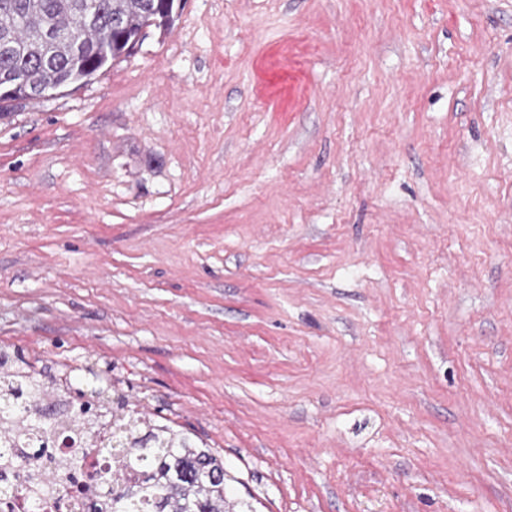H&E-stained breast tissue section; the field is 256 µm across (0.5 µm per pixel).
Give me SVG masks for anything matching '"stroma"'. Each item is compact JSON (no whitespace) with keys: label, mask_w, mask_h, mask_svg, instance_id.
<instances>
[{"label":"stroma","mask_w":512,"mask_h":512,"mask_svg":"<svg viewBox=\"0 0 512 512\" xmlns=\"http://www.w3.org/2000/svg\"><path fill=\"white\" fill-rule=\"evenodd\" d=\"M0 352L251 512H512V0H186L8 103Z\"/></svg>","instance_id":"obj_1"}]
</instances>
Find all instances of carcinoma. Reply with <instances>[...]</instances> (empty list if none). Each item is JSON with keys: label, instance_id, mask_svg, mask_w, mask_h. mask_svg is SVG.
I'll return each instance as SVG.
<instances>
[{"label": "carcinoma", "instance_id": "carcinoma-1", "mask_svg": "<svg viewBox=\"0 0 512 512\" xmlns=\"http://www.w3.org/2000/svg\"><path fill=\"white\" fill-rule=\"evenodd\" d=\"M89 1L102 25L114 18L122 24L106 38L96 27L86 28L83 37L90 51L78 59L69 33ZM182 7L183 0H0V43L16 46L10 55L0 54V79L21 73L28 83L49 91L64 81L87 82L129 54L145 29H169ZM0 378V408L23 405L21 416L0 411V429L21 426L12 447L35 449L21 456V465L34 494L31 510L37 512L35 494L55 485L45 478L53 453L39 446L46 386L6 353L0 354ZM97 450L115 459L114 471L98 483L103 512H234L224 496V467L217 458L167 428L148 424L143 431L140 423L128 422Z\"/></svg>", "mask_w": 512, "mask_h": 512}]
</instances>
